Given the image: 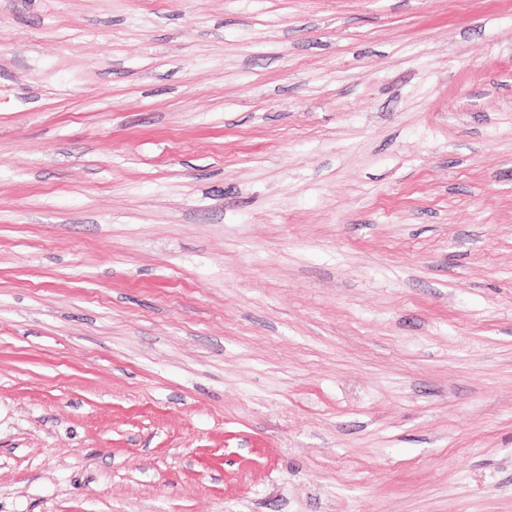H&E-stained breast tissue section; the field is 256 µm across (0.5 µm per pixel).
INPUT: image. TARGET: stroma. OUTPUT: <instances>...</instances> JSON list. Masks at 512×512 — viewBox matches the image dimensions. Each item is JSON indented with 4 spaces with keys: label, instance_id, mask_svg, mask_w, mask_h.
Wrapping results in <instances>:
<instances>
[{
    "label": "stroma",
    "instance_id": "obj_1",
    "mask_svg": "<svg viewBox=\"0 0 512 512\" xmlns=\"http://www.w3.org/2000/svg\"><path fill=\"white\" fill-rule=\"evenodd\" d=\"M0 512H512V0H0Z\"/></svg>",
    "mask_w": 512,
    "mask_h": 512
}]
</instances>
